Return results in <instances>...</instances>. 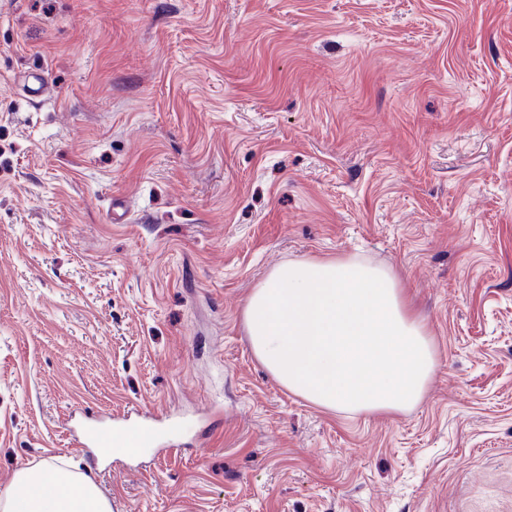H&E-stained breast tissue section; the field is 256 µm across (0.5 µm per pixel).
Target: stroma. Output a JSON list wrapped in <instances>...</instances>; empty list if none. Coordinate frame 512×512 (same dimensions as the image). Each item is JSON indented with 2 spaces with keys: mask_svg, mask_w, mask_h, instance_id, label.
<instances>
[{
  "mask_svg": "<svg viewBox=\"0 0 512 512\" xmlns=\"http://www.w3.org/2000/svg\"><path fill=\"white\" fill-rule=\"evenodd\" d=\"M348 256L435 343L407 411L250 349L271 270ZM85 407L171 452L89 469ZM50 459L112 512H512V0H0V497Z\"/></svg>",
  "mask_w": 512,
  "mask_h": 512,
  "instance_id": "obj_1",
  "label": "stroma"
}]
</instances>
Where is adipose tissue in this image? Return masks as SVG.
Returning <instances> with one entry per match:
<instances>
[{
    "label": "adipose tissue",
    "mask_w": 512,
    "mask_h": 512,
    "mask_svg": "<svg viewBox=\"0 0 512 512\" xmlns=\"http://www.w3.org/2000/svg\"><path fill=\"white\" fill-rule=\"evenodd\" d=\"M243 322L279 385L342 415L412 408L437 366L429 331L392 271L354 257L276 267L253 289ZM48 484L50 497L42 492ZM0 512L112 509L91 475L45 462L16 475Z\"/></svg>",
    "instance_id": "obj_1"
}]
</instances>
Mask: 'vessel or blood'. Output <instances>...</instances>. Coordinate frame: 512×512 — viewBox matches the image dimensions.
Segmentation results:
<instances>
[{"label":"vessel or blood","mask_w":512,"mask_h":512,"mask_svg":"<svg viewBox=\"0 0 512 512\" xmlns=\"http://www.w3.org/2000/svg\"><path fill=\"white\" fill-rule=\"evenodd\" d=\"M166 419L163 413H147L134 419L128 415L105 418L84 412L72 433L80 447L88 449L89 464L96 466L116 441L132 448L159 447L167 434Z\"/></svg>","instance_id":"b4317fda"}]
</instances>
